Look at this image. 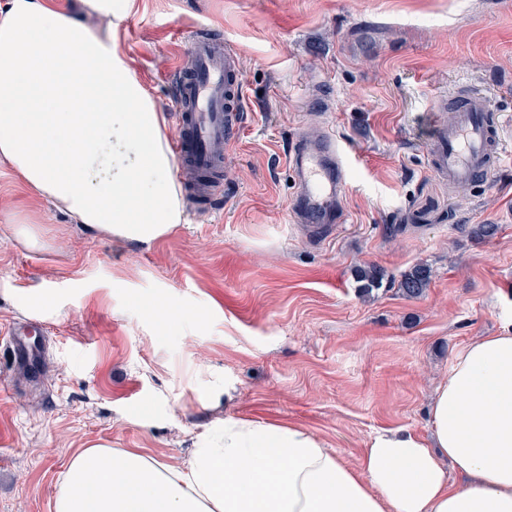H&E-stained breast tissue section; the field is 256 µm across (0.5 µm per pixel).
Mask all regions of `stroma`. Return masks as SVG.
<instances>
[{
    "label": "stroma",
    "mask_w": 512,
    "mask_h": 512,
    "mask_svg": "<svg viewBox=\"0 0 512 512\" xmlns=\"http://www.w3.org/2000/svg\"><path fill=\"white\" fill-rule=\"evenodd\" d=\"M195 28L243 66L210 222L120 242L0 159V332L43 325L42 363L0 368V512H51L78 449L178 463L230 416L306 429L357 466L378 432L427 434L454 357L512 319V0H136L119 42L162 112ZM463 86L502 115L507 154L461 198L431 172L427 137L435 102ZM326 127L348 188L319 244L290 221L285 155ZM468 224L499 230L478 241ZM417 263L432 282L408 299L396 282ZM363 264L385 273L369 298ZM157 300L177 327L148 312Z\"/></svg>",
    "instance_id": "1"
}]
</instances>
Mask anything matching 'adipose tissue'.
<instances>
[{
  "label": "adipose tissue",
  "mask_w": 512,
  "mask_h": 512,
  "mask_svg": "<svg viewBox=\"0 0 512 512\" xmlns=\"http://www.w3.org/2000/svg\"><path fill=\"white\" fill-rule=\"evenodd\" d=\"M134 3L0 0V158L74 223L148 245L183 207L166 116L118 39ZM429 417L431 440L380 432L355 468L305 429L238 418L179 464L82 448L51 512H512L511 327L454 360Z\"/></svg>",
  "instance_id": "1"
}]
</instances>
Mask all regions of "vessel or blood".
<instances>
[{
    "instance_id": "b4317fda",
    "label": "vessel or blood",
    "mask_w": 512,
    "mask_h": 512,
    "mask_svg": "<svg viewBox=\"0 0 512 512\" xmlns=\"http://www.w3.org/2000/svg\"><path fill=\"white\" fill-rule=\"evenodd\" d=\"M189 41L193 65L171 77L176 118L171 152L191 212L207 219L223 188L226 137L242 123L243 71L239 53L223 41L202 30L192 32ZM455 100L453 122L440 121L430 128L431 166L449 184L470 185L501 164L503 120L479 90L457 91ZM288 170L295 187L290 213L296 223L317 234L327 225L342 222L347 183L341 150L332 133L294 137ZM25 334V327H11L7 350L0 356L12 362L22 359Z\"/></svg>"
}]
</instances>
